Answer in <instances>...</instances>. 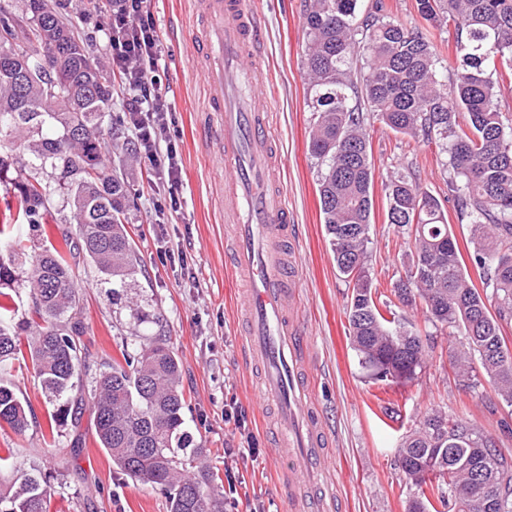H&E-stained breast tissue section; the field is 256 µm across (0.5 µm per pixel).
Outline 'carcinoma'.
<instances>
[{
  "label": "carcinoma",
  "mask_w": 512,
  "mask_h": 512,
  "mask_svg": "<svg viewBox=\"0 0 512 512\" xmlns=\"http://www.w3.org/2000/svg\"><path fill=\"white\" fill-rule=\"evenodd\" d=\"M310 0L305 5L303 67L312 124L309 151L320 165L318 193L338 272L353 283L348 333L360 367L374 380L412 381L428 351L416 324L386 319L372 294L367 262L374 216V168L368 116L386 130L434 146L453 176L447 180L459 221L472 224L469 259L483 271L479 289L440 200L415 171H397L385 184V223L407 232L412 263L393 289L398 302L425 307V322L458 336L451 359L456 376L484 377L512 405V353L502 322L512 320V117L500 109L512 93L498 66L512 71V0H415L426 26H407L386 0ZM454 23L453 78L442 70L444 41L433 30ZM0 180L15 159L25 176L17 208L0 224L23 220L0 254V282L23 286L35 319L16 320L15 298L0 291V424L17 433L30 410L17 394L15 366H32L53 411L58 433L95 415L97 442L122 472L167 493L169 512H224V489L213 471L194 465L199 445L183 428L186 405L180 361L170 338L155 336L112 363L90 364L82 345L84 320L73 266L88 258L120 296L141 269L127 230L131 186L111 171L105 119L112 93L98 89L101 70L75 26L48 7L24 0L21 13L0 8ZM48 66L50 79L25 86L22 64ZM70 208L73 229L62 246L46 229L55 197ZM32 253L28 269L11 268ZM31 330L21 341L20 332ZM443 453L437 469L426 452ZM397 466L411 491L406 512L444 507L482 512L476 484L484 477L512 512V455L469 421L435 408L402 437ZM51 475L38 467L0 483V512H48Z\"/></svg>",
  "instance_id": "cac0c4a2"
}]
</instances>
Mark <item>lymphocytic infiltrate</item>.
Returning a JSON list of instances; mask_svg holds the SVG:
<instances>
[{
	"label": "lymphocytic infiltrate",
	"instance_id": "obj_1",
	"mask_svg": "<svg viewBox=\"0 0 512 512\" xmlns=\"http://www.w3.org/2000/svg\"><path fill=\"white\" fill-rule=\"evenodd\" d=\"M109 42L112 60L123 69L131 95L125 105L126 121L170 191L182 185L174 144L159 146L168 129L170 108L157 86L161 45L147 0H115Z\"/></svg>",
	"mask_w": 512,
	"mask_h": 512
}]
</instances>
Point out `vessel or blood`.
<instances>
[{"instance_id":"1","label":"vessel or blood","mask_w":512,"mask_h":512,"mask_svg":"<svg viewBox=\"0 0 512 512\" xmlns=\"http://www.w3.org/2000/svg\"><path fill=\"white\" fill-rule=\"evenodd\" d=\"M192 46L206 61L207 136L232 173L224 185V221L233 227L232 267L249 282L244 303L246 350L260 376L262 401L275 414L283 447L304 473L310 512H328L323 476L328 442L312 413L307 340L291 311L298 270L280 250L290 216L273 178L282 159L270 122L271 73L261 64L262 20L248 0H200Z\"/></svg>"}]
</instances>
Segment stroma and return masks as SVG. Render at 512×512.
I'll return each instance as SVG.
<instances>
[{
	"label": "stroma",
	"mask_w": 512,
	"mask_h": 512,
	"mask_svg": "<svg viewBox=\"0 0 512 512\" xmlns=\"http://www.w3.org/2000/svg\"><path fill=\"white\" fill-rule=\"evenodd\" d=\"M81 36L87 38L104 76L112 81L111 115L121 118L128 89L112 65L106 37L109 0L100 12H87L85 0H61ZM195 0H149L163 52L160 91L175 119L173 138L182 167L178 211H157L167 195L164 182L143 160L142 152L111 156L135 196L128 228L144 261L130 296L159 323L138 324L123 305L112 304L110 287L86 261L75 268L84 311L82 341L94 361L118 356L122 340L170 336L181 361L186 398L185 428L214 472L224 470V451L255 443L260 453L238 459L244 480L226 498L224 512H298L296 496L283 484L298 476V462L274 457V417L259 395L258 375L244 358L241 329L246 281L227 258L231 227L224 222V166L203 137L212 116L205 110L204 63L191 47L198 24ZM264 29V60L273 76L271 121L278 135L280 181L292 213L293 249L301 261L299 313L310 347L312 409L322 420L329 443L328 476L338 512H406L410 491L396 465L402 435L430 409L442 407L488 432L498 448L512 451V407L490 385L471 387L450 365L457 338L449 330L429 328L424 340L430 357L412 381H374L358 365L348 336L349 284L337 271L320 219L318 163L308 151L312 114L307 106L302 65L304 0H255ZM375 215L370 236L372 288L386 295L399 284L410 263L406 233L385 222L383 184L397 170L413 167L420 184L445 191L448 173L432 148L370 126ZM13 380L34 412L28 430L0 428V455L13 469L33 466L52 473L49 512H168L164 491L136 482L117 468L95 438L92 413L79 426L53 437L45 395L33 371L15 372ZM236 403L243 424L225 418Z\"/></svg>",
	"instance_id": "obj_1"
}]
</instances>
